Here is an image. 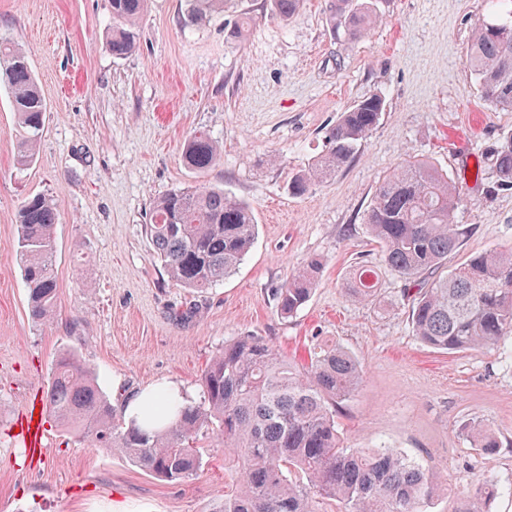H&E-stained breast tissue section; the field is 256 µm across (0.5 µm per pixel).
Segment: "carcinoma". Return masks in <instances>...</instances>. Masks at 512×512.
Here are the masks:
<instances>
[{
	"mask_svg": "<svg viewBox=\"0 0 512 512\" xmlns=\"http://www.w3.org/2000/svg\"><path fill=\"white\" fill-rule=\"evenodd\" d=\"M271 14L286 22L302 0H268ZM146 0H111L112 54H132ZM224 12V0H187V21ZM333 33L358 42L381 18L378 0H329ZM466 64L488 105L512 112V11L479 23ZM0 85L12 99L23 130L16 163L29 166L41 138L44 100L24 54L0 38ZM385 100L372 95L339 113L327 130L328 152L292 176L289 190L304 195L311 185L336 176L378 124ZM222 155L218 141L196 132L185 142L183 161L204 171ZM498 186L512 188V137L493 154ZM458 187L431 164L406 160L378 184L365 215L382 262L408 283L412 334L430 348L456 354L512 343V248L490 249L447 271L448 256L472 234L456 224ZM57 205L42 195L25 198L18 210V248L32 321L47 323L57 308L54 225ZM145 232L170 280L202 292L224 281L248 254L256 220L247 204L222 188L183 187L158 198ZM318 262L312 260L276 289L284 318L309 301ZM377 274L363 269L348 289L357 301L377 298ZM361 366L336 344L317 345L296 367L258 336H243L218 351L201 374L200 402L164 398L158 388L143 401L141 421H116L112 401L76 351L62 350L45 392L53 422L98 448H110L136 466L168 481L198 474L203 456L199 436L212 432L224 442L239 488L224 495L215 512H318L323 499L339 512H428L448 494L447 479L409 454L386 445L348 448L336 411L356 389ZM472 448L493 454L501 447L481 422L462 426ZM494 477L466 488L454 512H485L501 493Z\"/></svg>",
	"mask_w": 512,
	"mask_h": 512,
	"instance_id": "carcinoma-1",
	"label": "carcinoma"
}]
</instances>
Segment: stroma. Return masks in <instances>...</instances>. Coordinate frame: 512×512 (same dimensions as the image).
Returning a JSON list of instances; mask_svg holds the SVG:
<instances>
[{
    "label": "stroma",
    "mask_w": 512,
    "mask_h": 512,
    "mask_svg": "<svg viewBox=\"0 0 512 512\" xmlns=\"http://www.w3.org/2000/svg\"><path fill=\"white\" fill-rule=\"evenodd\" d=\"M382 21L360 41L335 38L328 0H304L288 22L265 0H230L223 14L185 25L184 0H147L137 49L114 57L110 0H0V36L23 50L46 104L34 161L15 164L21 130L0 88V512H214L232 478L215 435L200 445L193 479L161 480L67 429L46 424L47 455L32 459L15 422L41 396L56 355L75 349L113 405L168 382L199 399L207 362L226 342L259 336L304 363L316 343L343 345L363 379L337 422L351 448L385 443L448 476L430 512H452L464 487L512 481V353L447 354L413 336L405 283L381 271L377 302L347 289L380 253L365 214L384 175L406 159L448 174L454 212L472 235L449 267L512 246V189L496 185L492 156L512 136V112L485 104L466 54L491 0H382ZM249 16L242 42L228 24ZM386 107L336 178L296 197L288 182L326 153V131L355 101ZM204 131L223 156L203 172L182 159ZM277 163H270V156ZM215 186L249 203L257 234L236 273L204 292L168 281L145 233L153 200ZM59 207L57 311L32 322L17 259L15 215L30 195ZM321 262L304 308L284 318L274 290L309 260ZM192 308L184 323L175 311ZM487 424L502 446L482 455L459 434Z\"/></svg>",
    "instance_id": "1"
}]
</instances>
